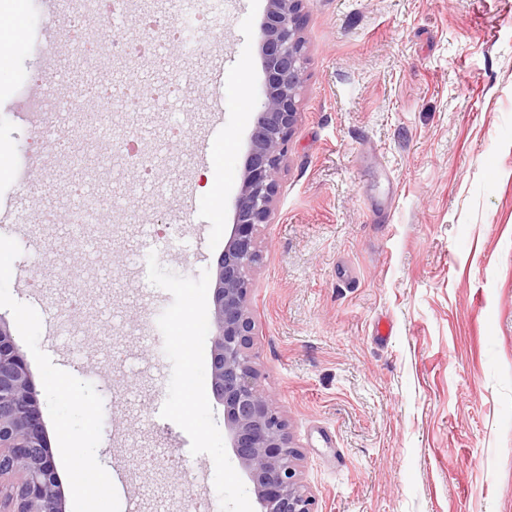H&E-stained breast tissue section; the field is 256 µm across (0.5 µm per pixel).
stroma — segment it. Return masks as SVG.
<instances>
[{
  "mask_svg": "<svg viewBox=\"0 0 512 512\" xmlns=\"http://www.w3.org/2000/svg\"><path fill=\"white\" fill-rule=\"evenodd\" d=\"M265 6L224 0V66L242 84L210 81L200 54L183 79L175 42L164 68L135 67L143 90L178 83L192 105L179 120L113 113L159 156L146 186L93 156L68 164L87 136L82 113L39 169L27 160L41 141L24 119L32 76L49 57L60 100L121 69H78L71 31L46 43L41 0H25L19 48L0 46V161L15 172L0 180L14 256L0 317L34 375L66 512H83L75 474L90 465L99 512L261 510L212 390L211 323L261 101ZM303 33L300 116L250 299L259 382L317 512H512V0H308ZM177 120L183 134L169 135ZM205 133L231 140L223 164L195 161ZM28 177L31 218L14 224ZM80 187L123 214L71 224ZM71 370L73 399L50 387Z\"/></svg>",
  "mask_w": 512,
  "mask_h": 512,
  "instance_id": "obj_1",
  "label": "stroma"
}]
</instances>
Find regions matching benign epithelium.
I'll return each mask as SVG.
<instances>
[{
  "label": "benign epithelium",
  "instance_id": "7a95c632",
  "mask_svg": "<svg viewBox=\"0 0 512 512\" xmlns=\"http://www.w3.org/2000/svg\"><path fill=\"white\" fill-rule=\"evenodd\" d=\"M304 7L305 0H267L259 33L265 73L262 101L214 286L213 393L224 404L225 428L261 512H316V497L300 478L301 454L292 446L287 420L259 383L251 354L255 322L250 298L260 257L258 231L271 223L278 175L298 120ZM0 512H65L34 377L1 317Z\"/></svg>",
  "mask_w": 512,
  "mask_h": 512
}]
</instances>
